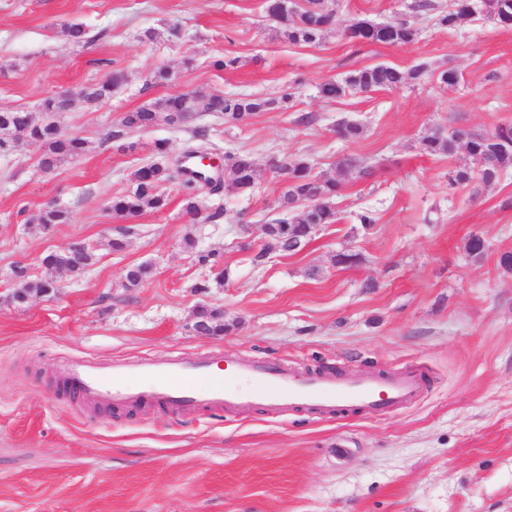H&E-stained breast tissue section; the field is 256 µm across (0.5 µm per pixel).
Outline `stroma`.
<instances>
[{
  "instance_id": "stroma-1",
  "label": "stroma",
  "mask_w": 512,
  "mask_h": 512,
  "mask_svg": "<svg viewBox=\"0 0 512 512\" xmlns=\"http://www.w3.org/2000/svg\"><path fill=\"white\" fill-rule=\"evenodd\" d=\"M432 2L332 0L337 26L310 46L288 42L265 0H0V110L34 113L70 91L59 122L87 142L49 174L29 139L0 154V512H512V272L500 265L512 253V169L453 186L451 172L471 164L465 150L421 149L438 127L512 122V29L480 15L442 26L453 0ZM354 18L405 21L417 37L356 45L342 36ZM67 23L84 26V42L62 35ZM227 55L237 68H216ZM380 63L428 73L398 91L321 97V84ZM161 67L170 79L157 85ZM446 69L456 84L439 82ZM116 73L111 98H82ZM196 91L273 105L235 126L202 106L184 124L109 139L127 112ZM344 120L362 125L359 140L337 136ZM158 141L169 166L200 147L250 154L260 177L247 194L229 181L195 186L205 210H223L217 224L188 223L175 184L165 209L115 215L113 199L155 161ZM287 157L319 177L343 159L356 171L335 199L338 223L257 264L286 189L273 167ZM50 203L72 219L47 232L36 216ZM365 209L378 217L367 229L356 221ZM474 234L486 241L478 256L465 251ZM74 244L92 248L90 267L57 273L58 294L12 302L15 265L43 275L42 257ZM199 251L223 253L225 279L196 262ZM341 254L357 260L340 264ZM146 263L151 278L124 287L126 269ZM201 305L223 313L224 335L194 331ZM206 356L217 371L228 356L265 358L303 376L420 366L427 382L414 403L373 416L95 406L65 381L79 359L108 368Z\"/></svg>"
}]
</instances>
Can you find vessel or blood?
Returning <instances> with one entry per match:
<instances>
[{
    "label": "vessel or blood",
    "mask_w": 512,
    "mask_h": 512,
    "mask_svg": "<svg viewBox=\"0 0 512 512\" xmlns=\"http://www.w3.org/2000/svg\"><path fill=\"white\" fill-rule=\"evenodd\" d=\"M205 361L149 363L136 374L120 368L106 372L93 362L70 365L68 376L90 404L165 405L178 411L200 407L249 412L254 406L286 409L309 405L326 411L363 408L381 414L413 401L426 379L415 367L385 378L323 379L301 377L278 363L224 361V379L208 381Z\"/></svg>",
    "instance_id": "vessel-or-blood-1"
}]
</instances>
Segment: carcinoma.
<instances>
[{"label":"carcinoma","instance_id":"cac0c4a2","mask_svg":"<svg viewBox=\"0 0 512 512\" xmlns=\"http://www.w3.org/2000/svg\"><path fill=\"white\" fill-rule=\"evenodd\" d=\"M481 12L498 25L504 21L512 22V0H480ZM472 0H454L453 9L439 18L443 26L454 27L464 18L474 15ZM267 15L280 23L284 35L292 43L319 44L326 31L336 26V11L329 0H306L300 5L292 0H266ZM417 30L405 22L378 24L370 33L362 35L361 42L382 45L409 44L415 40ZM427 73L424 63L407 69L378 64L352 72L344 81H329L320 86V93L327 99H339L349 92H374L396 90L421 83ZM119 77L114 76L107 83H100L84 89L85 99L91 102L102 101L112 96ZM211 112L224 114V121L235 125L246 121L251 115L264 111L273 105V101L264 98L224 97L211 94L207 97ZM46 116L37 123L28 118V110L15 108L0 112V153L11 149L15 137L23 135L41 144L44 153L40 159V168L49 172L60 163L81 156L87 141L80 137L66 136L55 123L54 114L61 110L57 98L44 100L41 105ZM188 104L178 95H171L127 113L121 125L108 134L110 140H120L131 132L146 130L163 120L168 124L183 121V112ZM465 134L470 145L469 155L473 166L459 169L450 177L453 185H469L479 182L489 185L499 174L512 168V123H500L491 130H475L458 127L448 133L435 130L422 140V150L429 155H452L459 144V134ZM352 164L342 162L336 165V175L331 178H319L311 175V166L303 158L286 159L275 166L276 173L288 182V188L282 197V206L292 215L278 219L269 225L266 236L268 245L254 257L255 262L265 259L270 251L293 253L298 245L306 244L314 231L327 224L337 222L334 199L338 196L348 178ZM224 170L231 175L236 189L241 193L252 191L258 170L253 159L246 154H227L224 156ZM177 176L173 169L161 163L144 164L133 172V190L124 196L112 200V212L119 216H129L147 210H161L167 204V195L163 190L166 184H173ZM183 213L190 221L215 222L223 216L216 210L203 214L202 206L196 196L187 192L183 198ZM37 221L50 229L58 224L70 221L69 211L64 208L48 207L43 209ZM93 253L87 251L79 257H63L48 253L43 257L42 266L47 270L65 269L72 274L82 273L92 262ZM151 267L137 265L130 267L125 274L123 286L136 288L150 278ZM25 285L20 292L13 293V300L21 305L31 294H45L52 287L53 277L49 274L33 278L26 276Z\"/></svg>","mask_w":512,"mask_h":512}]
</instances>
